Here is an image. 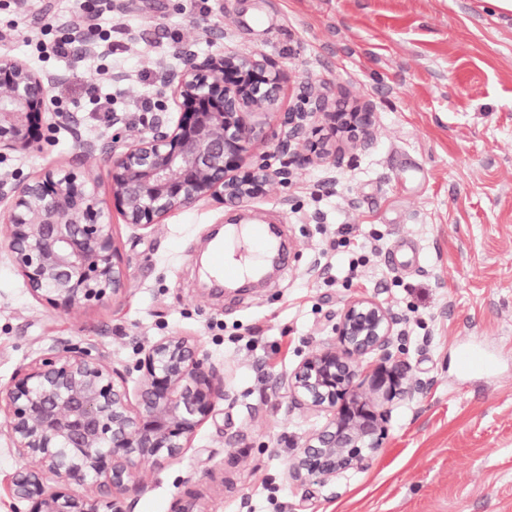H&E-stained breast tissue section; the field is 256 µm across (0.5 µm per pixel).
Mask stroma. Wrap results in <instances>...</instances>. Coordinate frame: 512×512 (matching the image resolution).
<instances>
[{
	"label": "stroma",
	"instance_id": "obj_1",
	"mask_svg": "<svg viewBox=\"0 0 512 512\" xmlns=\"http://www.w3.org/2000/svg\"><path fill=\"white\" fill-rule=\"evenodd\" d=\"M81 3L0 0V22L19 23L9 55L64 75L83 138L101 143L111 131L82 91L86 74L37 49L57 20L83 22ZM98 23L116 47L96 74L115 112L158 100L155 73L190 32L202 54H264L279 111L312 84L330 87L337 109L373 105L375 143L247 206L279 225L289 254L242 293L209 290L201 274L231 208L210 200L137 230L109 206L101 167L102 220L131 284L70 314L35 299L0 250V396L58 342L131 363L142 344L189 336L223 368L229 397L183 456L127 494L133 512H512V13L489 0H112ZM76 150L62 130L0 159V173ZM405 243L416 250L407 266ZM362 296L404 316V357L431 386L392 404L368 467L326 485L290 481L289 459L326 415L295 409L282 379ZM462 344L485 347L493 368L462 370Z\"/></svg>",
	"mask_w": 512,
	"mask_h": 512
}]
</instances>
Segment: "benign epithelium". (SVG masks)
<instances>
[{
    "label": "benign epithelium",
    "instance_id": "1",
    "mask_svg": "<svg viewBox=\"0 0 512 512\" xmlns=\"http://www.w3.org/2000/svg\"><path fill=\"white\" fill-rule=\"evenodd\" d=\"M169 54L176 64L158 74L166 103L136 122L112 113L115 132L105 147L82 138L78 120L52 107V89L64 76L43 74L19 57L0 59V156L33 147L43 129H66L78 143L76 162L109 165L110 202L125 223L147 228L210 199L241 211L312 167L340 168L346 148L336 137L348 129L349 149L373 146L375 113L336 112L327 91L314 85L283 113L281 134L249 121L278 114L279 76L262 56H202L183 41ZM271 139L274 152L241 171ZM101 216L96 179L86 170L0 173V242L30 294L54 308L73 312L127 288L112 225ZM403 323L374 297L353 299L336 337L309 351L288 376L295 406L330 414L288 462L290 479L324 485L366 468L382 447L390 413L376 409L373 395L391 404L427 391L429 382L409 376L393 353ZM140 353L133 366L118 368L103 353L59 342L15 372L6 433L27 465L14 474L12 495L29 512H130L124 494L144 487L143 466L179 458L216 401L229 397L220 369L188 336H165ZM369 354L380 365L367 393L356 379L358 359ZM46 472L56 485L44 482ZM73 482L96 495L75 493Z\"/></svg>",
    "mask_w": 512,
    "mask_h": 512
}]
</instances>
